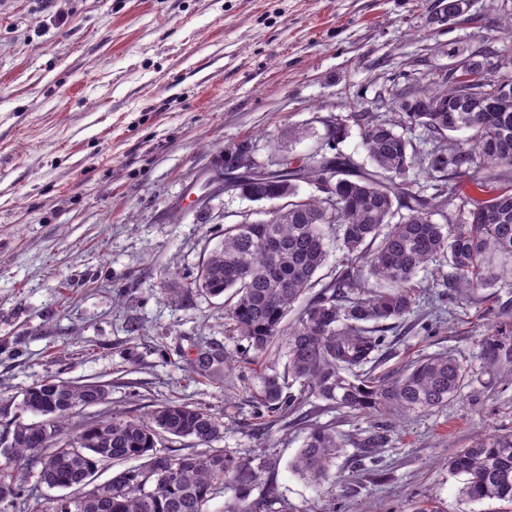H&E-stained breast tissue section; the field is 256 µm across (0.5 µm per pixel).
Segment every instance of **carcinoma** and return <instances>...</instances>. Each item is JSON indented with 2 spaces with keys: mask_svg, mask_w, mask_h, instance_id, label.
Instances as JSON below:
<instances>
[{
  "mask_svg": "<svg viewBox=\"0 0 512 512\" xmlns=\"http://www.w3.org/2000/svg\"><path fill=\"white\" fill-rule=\"evenodd\" d=\"M490 60L476 71L460 70L439 81L429 80L411 95L448 107L446 112H411L395 107L396 118L352 112L361 130V147L370 168L337 149L341 127L330 134L333 154L321 158L288 154L282 178L238 185L248 198L276 200L288 192V207L266 222L224 226L221 242L202 262L194 288L211 296L227 295V332L247 340L256 353L285 337L288 377L300 385L283 395L276 375L263 378L258 409L268 413L298 411L314 396L334 409L371 414L384 421L428 412L457 397L466 369L452 355L438 353L414 362L397 375L376 376L368 364L384 345V336L368 323L398 320L411 310L419 271L441 259L452 269L448 300L456 304L488 301L485 290L500 279L512 280V266L491 270L488 258L512 263V101L496 111L464 110L465 93L495 99L509 74L494 75ZM424 128L438 140L421 162L431 178L448 176L436 197L455 204L460 218L440 224L433 219L439 205L413 191L415 156L397 128ZM472 131L467 143L450 133ZM321 195L299 196V180L323 183ZM469 179L485 198L466 194L459 180ZM410 199L409 214L395 222L394 202ZM336 232L341 269L316 294L317 272L326 265L327 238ZM386 284L369 289V280ZM305 306L294 326L283 322L295 304ZM232 356L220 346H201L187 358L189 369L211 382H221ZM104 386L44 380L28 388L22 410H38L41 420L18 421L11 439L0 444V512H22L27 502L21 475L38 471L50 487L78 485L101 462H128L112 476V499L91 495L59 498L50 512H208L207 504L224 487L233 486L235 500L224 512H275L282 500L279 484L263 478L276 462L256 467L211 444L223 438L224 421L209 409L167 400L147 416L82 422L74 431L66 421L81 409L103 402ZM171 436L205 445V453L170 455L158 448ZM344 447L328 426L309 428L290 468L314 487L331 478V468ZM448 469L464 476L460 493L471 501L497 500L512 507V434H485L448 459ZM256 497H251L253 490Z\"/></svg>",
  "mask_w": 512,
  "mask_h": 512,
  "instance_id": "obj_1",
  "label": "carcinoma"
}]
</instances>
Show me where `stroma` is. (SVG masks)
<instances>
[{"label":"stroma","mask_w":512,"mask_h":512,"mask_svg":"<svg viewBox=\"0 0 512 512\" xmlns=\"http://www.w3.org/2000/svg\"><path fill=\"white\" fill-rule=\"evenodd\" d=\"M439 0H0V433L29 387L49 377L104 384L86 420L146 414L167 399L224 421L220 447L275 471L286 512H500L471 502L448 458L485 430L512 432V315L451 304L448 266L419 272L416 304L394 321L373 372L454 355L458 398L394 419L375 464H358L376 417L310 399L259 420L264 376L284 373L282 342L262 354L224 327L223 298L191 283L224 228L265 218L269 202L215 192L239 148L273 164L280 136L310 154L350 108L444 75L476 50L499 53L488 18L512 0H472L447 20ZM234 354L220 384L186 365L196 346ZM265 439H256L258 422ZM346 446L335 483L312 489L289 463L311 426Z\"/></svg>","instance_id":"stroma-1"}]
</instances>
